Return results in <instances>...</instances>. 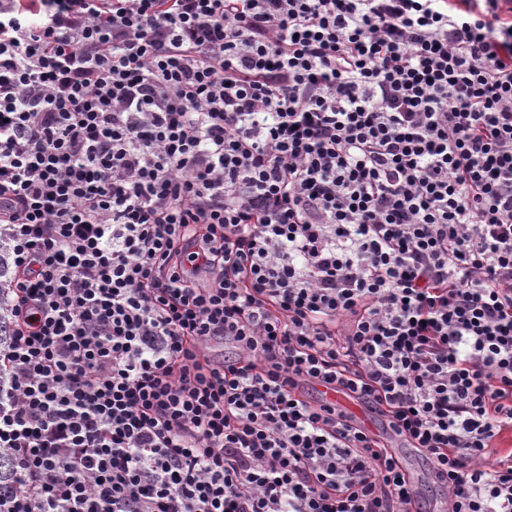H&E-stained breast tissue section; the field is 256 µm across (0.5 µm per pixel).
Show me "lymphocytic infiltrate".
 Masks as SVG:
<instances>
[{"mask_svg": "<svg viewBox=\"0 0 512 512\" xmlns=\"http://www.w3.org/2000/svg\"><path fill=\"white\" fill-rule=\"evenodd\" d=\"M0 240V512H512V0H0ZM317 395L320 401L328 404H336L341 408H351L358 412L363 411L364 408L355 402L349 395L348 392L340 387L330 386H317Z\"/></svg>", "mask_w": 512, "mask_h": 512, "instance_id": "f902f5d3", "label": "lymphocytic infiltrate"}]
</instances>
